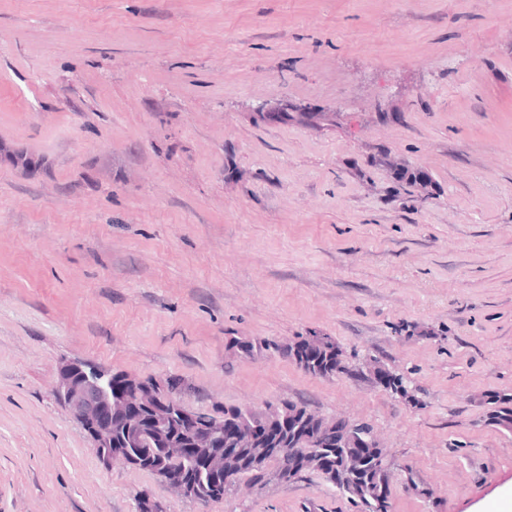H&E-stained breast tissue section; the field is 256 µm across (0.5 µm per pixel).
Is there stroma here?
I'll return each instance as SVG.
<instances>
[{"label":"stroma","instance_id":"stroma-1","mask_svg":"<svg viewBox=\"0 0 512 512\" xmlns=\"http://www.w3.org/2000/svg\"><path fill=\"white\" fill-rule=\"evenodd\" d=\"M281 97L314 117L256 120ZM71 360L368 424L390 512H499L512 0H0V512H353L315 472L203 506L103 467Z\"/></svg>","mask_w":512,"mask_h":512}]
</instances>
